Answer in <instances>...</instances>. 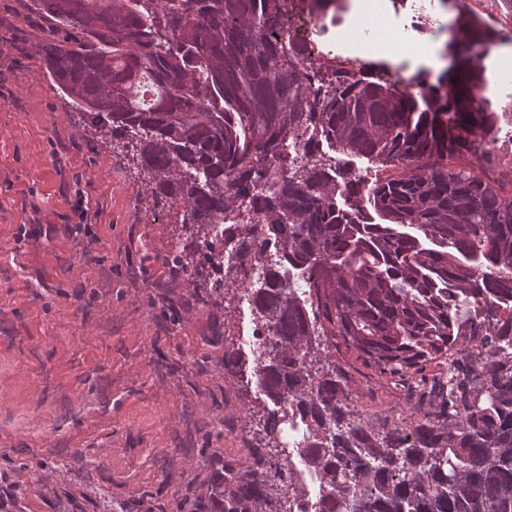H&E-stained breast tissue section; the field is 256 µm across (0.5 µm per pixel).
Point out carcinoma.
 <instances>
[{
    "mask_svg": "<svg viewBox=\"0 0 512 512\" xmlns=\"http://www.w3.org/2000/svg\"><path fill=\"white\" fill-rule=\"evenodd\" d=\"M29 7L81 34L34 46L60 90L132 154L154 200L183 204L191 234L165 262L206 274L216 303L249 290L272 332L252 374L274 409L251 410L256 455L224 466L215 507L306 512L296 447L316 512H512V184L493 158L470 162L497 118L475 97L484 72L429 94L334 66L306 82V48L282 36L296 9L334 24L345 0ZM212 340L242 369L233 335ZM348 355L419 387L423 416L363 417Z\"/></svg>",
    "mask_w": 512,
    "mask_h": 512,
    "instance_id": "1",
    "label": "carcinoma"
}]
</instances>
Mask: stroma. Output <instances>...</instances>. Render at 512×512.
I'll use <instances>...</instances> for the list:
<instances>
[{
    "label": "stroma",
    "mask_w": 512,
    "mask_h": 512,
    "mask_svg": "<svg viewBox=\"0 0 512 512\" xmlns=\"http://www.w3.org/2000/svg\"><path fill=\"white\" fill-rule=\"evenodd\" d=\"M461 12L496 32L474 59L486 78L512 72L505 0H436L432 16ZM45 27L0 0V512H210L216 474L251 461L241 427L264 401L212 335L251 317L165 263L181 209L150 202L34 56ZM349 385L371 410L413 412L377 376Z\"/></svg>",
    "instance_id": "obj_1"
}]
</instances>
